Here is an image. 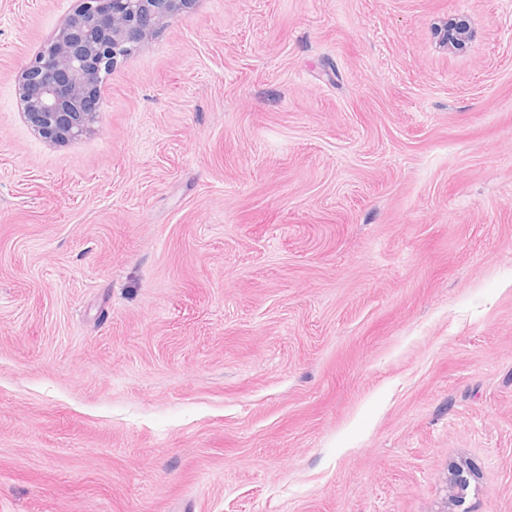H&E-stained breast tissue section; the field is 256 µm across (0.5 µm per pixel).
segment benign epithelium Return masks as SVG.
Segmentation results:
<instances>
[{"instance_id": "obj_1", "label": "benign epithelium", "mask_w": 512, "mask_h": 512, "mask_svg": "<svg viewBox=\"0 0 512 512\" xmlns=\"http://www.w3.org/2000/svg\"><path fill=\"white\" fill-rule=\"evenodd\" d=\"M195 0H79L55 38L21 70L23 117L51 145L73 143L93 129L103 109L99 75L117 59L145 45L158 26ZM466 25L448 21L440 43L461 49Z\"/></svg>"}]
</instances>
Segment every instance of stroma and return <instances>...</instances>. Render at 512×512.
I'll use <instances>...</instances> for the list:
<instances>
[{
    "mask_svg": "<svg viewBox=\"0 0 512 512\" xmlns=\"http://www.w3.org/2000/svg\"><path fill=\"white\" fill-rule=\"evenodd\" d=\"M77 5L0 0V512H512V0H196L55 146ZM440 43L448 51L460 50L470 38V30L466 25L448 21L440 30Z\"/></svg>",
    "mask_w": 512,
    "mask_h": 512,
    "instance_id": "1",
    "label": "stroma"
}]
</instances>
